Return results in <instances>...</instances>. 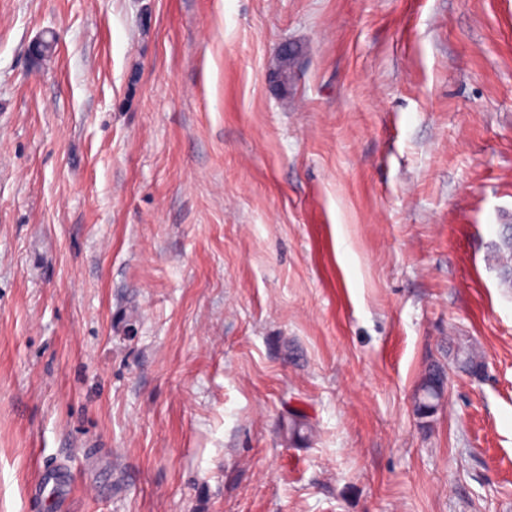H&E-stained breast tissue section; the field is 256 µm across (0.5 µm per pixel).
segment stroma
Returning a JSON list of instances; mask_svg holds the SVG:
<instances>
[{
  "label": "stroma",
  "instance_id": "stroma-1",
  "mask_svg": "<svg viewBox=\"0 0 512 512\" xmlns=\"http://www.w3.org/2000/svg\"><path fill=\"white\" fill-rule=\"evenodd\" d=\"M510 222L512 0H0V512H512ZM500 226V235L502 237L499 238V242L494 246L493 259L499 274H503L512 268V239L507 238L506 240L504 238L509 236L512 238V224ZM455 360L459 368L470 375L478 374L483 368V363L475 349L465 342L458 343Z\"/></svg>",
  "mask_w": 512,
  "mask_h": 512
}]
</instances>
